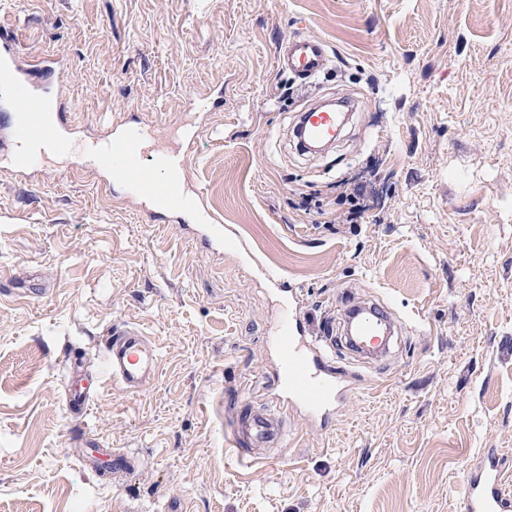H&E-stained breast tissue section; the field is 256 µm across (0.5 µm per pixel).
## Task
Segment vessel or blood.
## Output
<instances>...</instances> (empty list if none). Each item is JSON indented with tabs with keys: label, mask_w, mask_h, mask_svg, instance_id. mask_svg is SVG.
I'll return each instance as SVG.
<instances>
[{
	"label": "vessel or blood",
	"mask_w": 512,
	"mask_h": 512,
	"mask_svg": "<svg viewBox=\"0 0 512 512\" xmlns=\"http://www.w3.org/2000/svg\"><path fill=\"white\" fill-rule=\"evenodd\" d=\"M326 42L315 35L287 41L276 53L278 69L312 79L327 67ZM67 64L61 58L36 63L24 60L17 41L0 37V87L9 97L0 103L9 115L0 121V160L19 177L44 172L46 152L64 159L59 172L68 175L92 169L104 187L123 185L125 201L136 203L146 222L174 219L184 234L208 241L220 249L236 250L241 241L222 224L205 195L193 183L190 168L196 153V134L183 132L180 140L166 136L150 124L126 126L121 132L98 138L88 155H80L68 125L61 87ZM308 138L334 137L342 122L338 112L306 111L300 116ZM278 299L266 344L277 360L276 392L261 407L238 415L231 426L235 461L247 467L267 460L268 450L284 445L291 432L289 409H296L314 426H325L356 388L334 366L335 354L320 336L302 334L298 289L278 271L263 272ZM350 333L356 346L373 353L385 345L391 332L387 315L378 307L348 311ZM159 368V350L142 331L113 328L106 343L103 372L125 391L136 392L152 381ZM100 380L72 373L66 390L67 407L88 409ZM512 474L493 448L481 449L470 462L464 482L465 512H512Z\"/></svg>",
	"instance_id": "obj_1"
}]
</instances>
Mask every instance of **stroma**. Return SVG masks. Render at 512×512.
<instances>
[{
  "mask_svg": "<svg viewBox=\"0 0 512 512\" xmlns=\"http://www.w3.org/2000/svg\"><path fill=\"white\" fill-rule=\"evenodd\" d=\"M32 62L62 55L73 129L138 113L175 127L190 87L223 94L191 177L244 248L190 242L89 171L26 185L0 168V512H460L480 449L512 465V0H0ZM313 34L330 64L278 71ZM326 97L354 102L327 150L292 129ZM360 188L361 223L337 198ZM315 206L303 208V198ZM302 291L307 335L377 301L402 326L326 433L242 469L227 420L271 395L272 295ZM150 336L158 375L104 380L88 416L65 379L103 363L113 326ZM133 455L125 477L79 458ZM329 53L326 42L306 35L282 43L276 53V67L302 79H312L327 67Z\"/></svg>",
  "mask_w": 512,
  "mask_h": 512,
  "instance_id": "obj_1",
  "label": "stroma"
}]
</instances>
